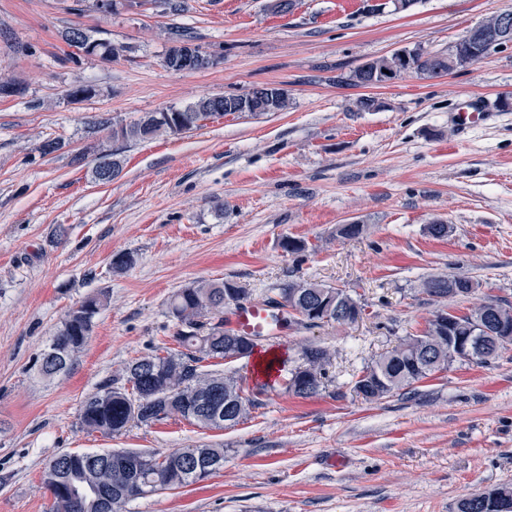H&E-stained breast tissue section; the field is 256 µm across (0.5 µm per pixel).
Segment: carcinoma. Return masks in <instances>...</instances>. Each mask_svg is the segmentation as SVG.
Instances as JSON below:
<instances>
[{
  "mask_svg": "<svg viewBox=\"0 0 512 512\" xmlns=\"http://www.w3.org/2000/svg\"><path fill=\"white\" fill-rule=\"evenodd\" d=\"M67 41L77 49L91 47V53L105 59L118 52L110 42H98L79 27L68 32ZM477 43L475 38L461 37L448 52H419L415 59L417 73L440 77L462 69V57ZM192 46L183 35L172 39L169 50L176 46ZM194 47V46H192ZM203 59L192 63L190 70L208 69L216 64L210 54L196 46ZM398 67L394 56L370 62L369 70H353L350 81L355 85L372 87L381 85L390 77L385 71ZM224 107V101L210 96L184 108H170L168 112L150 113L132 124H114L105 119L97 122L98 129L108 131L112 139L145 140L160 133L178 135L200 127V121L209 113ZM121 172L120 163L113 154L101 152L95 159L92 175L95 181L106 184ZM464 275H437L427 279L424 290L440 300L470 295ZM335 291L329 286L307 281H288L278 288V297H269L265 304L278 307L280 302L291 304L306 312L304 326L313 325L311 312L317 310L324 294ZM249 298L246 288L232 280L221 282L199 281L175 292L169 301L170 317L181 326L175 336L177 347H162L160 351L141 355L129 361L114 378L104 381L97 391L86 398L81 406V427L105 435H118L130 425H151L169 417H180L204 429H224L236 426L260 405L259 396L266 384H258L252 396H241V388L232 375L215 374L204 370L203 362L222 360L232 350L242 358L249 357L257 347L256 338L245 336L230 326L224 311ZM103 306L99 296L87 298L82 304L64 313L60 326L42 354L39 373L54 378L69 370L74 356L82 350L92 332L93 320ZM486 311L487 326L495 324L500 316L512 314V307L502 302L488 300L475 306L464 318V323L481 311ZM362 312L351 295L339 314H331L334 322L345 324L357 320ZM485 352L471 361L488 364L510 340H496L481 336ZM331 364L330 352L319 345L310 344L302 349L301 364L283 380L285 390L298 397H310L324 387L327 367ZM448 367V331H439L436 320H431L427 330L401 340L399 345L382 355L363 370L354 383L359 388L364 378L372 381L364 391V400L377 401L395 390L427 378L432 373ZM127 456L140 461L137 472L128 474L114 470L103 461L107 455ZM67 454L55 457L45 468L43 482L46 487L64 489L67 497L55 502V512H125L126 505L139 497L193 484L210 475L203 470L208 462L216 471L224 465V448L208 444L181 448L163 457L147 451L114 450L101 452L95 462L84 468L67 464ZM458 512H492L480 501L478 495L462 499Z\"/></svg>",
  "mask_w": 512,
  "mask_h": 512,
  "instance_id": "cac0c4a2",
  "label": "carcinoma"
}]
</instances>
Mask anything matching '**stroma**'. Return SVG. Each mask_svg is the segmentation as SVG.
Segmentation results:
<instances>
[{"label": "stroma", "mask_w": 512, "mask_h": 512, "mask_svg": "<svg viewBox=\"0 0 512 512\" xmlns=\"http://www.w3.org/2000/svg\"><path fill=\"white\" fill-rule=\"evenodd\" d=\"M512 0H0V512H53L42 475L65 453L142 450L164 456L202 443L224 465L204 480L135 499L127 512H457L459 502L512 488V344L488 364L453 362L368 403L361 371L438 309L459 314L492 298L512 305V44L438 78L349 84L367 60L448 50ZM120 46L104 60L65 40L69 28ZM214 67L164 64L175 31ZM90 96L71 98L76 85ZM284 89L288 107L230 114L200 129L112 141L104 118L128 124L256 86ZM379 102L356 109L359 97ZM491 121L460 132L462 101ZM59 139L62 150L42 155ZM121 174L91 175L97 145ZM358 222L357 239L339 225ZM442 223L447 237L428 236ZM304 251L284 252L283 238ZM131 264L114 272L113 255ZM460 273L479 285L445 301L423 281ZM233 280L259 302L288 280L346 289L357 322L289 324L274 341L286 368L300 349H328L316 396L281 386L237 426L201 429L177 417L107 437L79 423L84 399L131 359L174 347L169 297L201 280ZM105 303L70 369L53 380L40 356L65 311ZM336 457L337 467L326 466Z\"/></svg>", "instance_id": "1"}]
</instances>
